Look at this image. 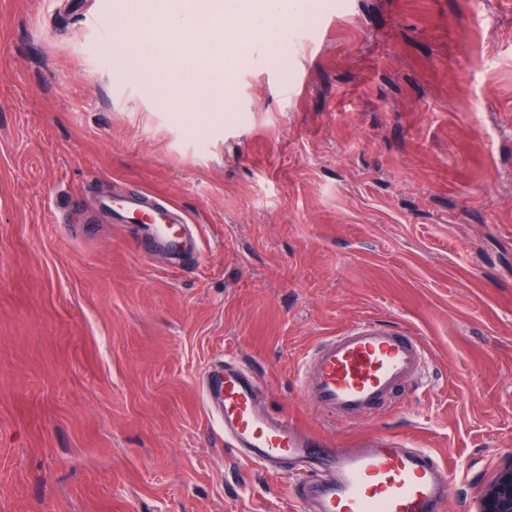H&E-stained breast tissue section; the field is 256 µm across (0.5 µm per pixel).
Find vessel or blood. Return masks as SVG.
Masks as SVG:
<instances>
[{
    "mask_svg": "<svg viewBox=\"0 0 512 512\" xmlns=\"http://www.w3.org/2000/svg\"><path fill=\"white\" fill-rule=\"evenodd\" d=\"M116 226L140 213L138 253L162 250L182 263L198 262L201 236L185 213L165 199L142 193L103 199ZM424 343L408 332L359 322L323 338L302 359L298 386L311 403L334 419L356 421L379 413L402 386L422 380ZM262 386L235 360L209 371L203 398L242 461L269 473L294 465L312 478L296 486L305 512H446L455 473L424 448L376 437L348 448L266 413Z\"/></svg>",
    "mask_w": 512,
    "mask_h": 512,
    "instance_id": "b4317fda",
    "label": "vessel or blood"
}]
</instances>
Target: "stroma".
Wrapping results in <instances>:
<instances>
[{
    "label": "stroma",
    "instance_id": "obj_1",
    "mask_svg": "<svg viewBox=\"0 0 512 512\" xmlns=\"http://www.w3.org/2000/svg\"><path fill=\"white\" fill-rule=\"evenodd\" d=\"M203 38L230 110L168 100L173 50L124 0H0V512H301L296 470L239 462L201 395L231 357L336 444L449 462L447 512L512 466V0H284L263 61ZM167 197L201 260L141 256L101 197ZM363 320L421 338L424 385L337 421L302 357Z\"/></svg>",
    "mask_w": 512,
    "mask_h": 512
}]
</instances>
